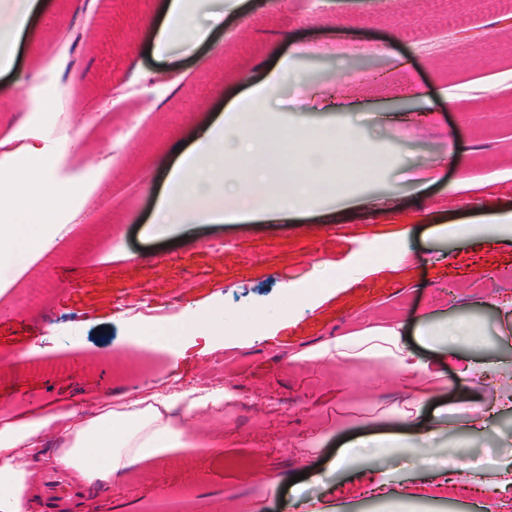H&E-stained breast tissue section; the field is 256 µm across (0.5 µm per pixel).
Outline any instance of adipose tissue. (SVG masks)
<instances>
[{"mask_svg": "<svg viewBox=\"0 0 512 512\" xmlns=\"http://www.w3.org/2000/svg\"><path fill=\"white\" fill-rule=\"evenodd\" d=\"M45 0H0V74L15 67L16 49L21 41L35 37L32 18ZM192 0H162L163 19L151 22L149 31L157 53L171 49L176 31L183 30L192 43L205 41L206 30L190 26ZM256 113L239 108L224 121L211 124L189 149L179 153L169 169L164 192L157 206L159 221L176 224H221L249 220L253 211L241 204L227 205L226 193L217 185L221 175L242 169L247 173L237 183L243 200L254 186L269 192L266 212L277 220L313 206L319 195L336 192L335 182L314 180L284 182L282 172L287 156L268 162L264 138L252 132ZM25 164L0 172V260L18 252L42 249L55 223L71 206L72 195L63 189L48 191L46 176L55 167L53 156L27 146ZM422 322L446 326L447 338L438 340L440 356L457 360L464 377L485 378L500 370L480 350L462 353L449 346L451 336L467 335V321L443 311H426ZM296 361H313L325 366L359 365L384 367L393 371L404 389L430 376V364L410 349L397 327H370L358 332L332 336L296 353ZM59 435L63 446L55 456L57 469L74 474L82 487L106 486L127 480L139 463L171 455L186 447L191 431L175 404L149 395L115 405L100 403L94 412L66 406L60 412H33L0 427V512H28L39 498L44 475L31 465L30 451L43 447L48 436Z\"/></svg>", "mask_w": 512, "mask_h": 512, "instance_id": "obj_1", "label": "adipose tissue"}]
</instances>
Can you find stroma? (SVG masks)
<instances>
[{"mask_svg": "<svg viewBox=\"0 0 512 512\" xmlns=\"http://www.w3.org/2000/svg\"><path fill=\"white\" fill-rule=\"evenodd\" d=\"M398 2L229 0L208 42L175 45L183 90L173 96L155 79L170 57L147 52L159 0L91 12L51 0L17 73L0 75V138L26 132L56 158L47 183L74 180L81 226L50 255L0 266V422L76 400L92 410L108 391L191 392L228 348L237 361L227 387L245 396L234 414L187 416L223 455L186 448L148 461L143 476L86 492L83 512H153L160 485L189 489L185 512H485L463 472L512 469V409L484 413L454 366L417 393L419 416L376 429L379 411L406 396L390 370L289 362L321 337L379 321L403 323L409 346L431 360L418 316L445 310L472 321L486 357L503 361L493 382L512 383V319L498 308L512 300V243L482 233L512 213V25L487 10L456 16L432 0ZM459 21L480 43L447 44ZM305 42L383 50L303 56ZM283 64L288 77L263 104L271 155L347 125L371 149V175L342 164L338 196L286 221L259 213L159 232L162 158L245 98L257 72ZM31 96L58 99L66 132L22 109ZM130 112L142 122L129 132ZM455 224L480 232L458 242L448 236ZM146 304L174 312L168 343L150 351L127 340L128 310ZM204 307L216 320L203 338ZM343 386L340 403L331 393ZM316 425L333 433L313 448ZM429 425L437 433L427 445L415 433ZM360 438L351 468L336 470ZM243 448L256 449V465L242 462Z\"/></svg>", "mask_w": 512, "mask_h": 512, "instance_id": "stroma-1", "label": "stroma"}]
</instances>
